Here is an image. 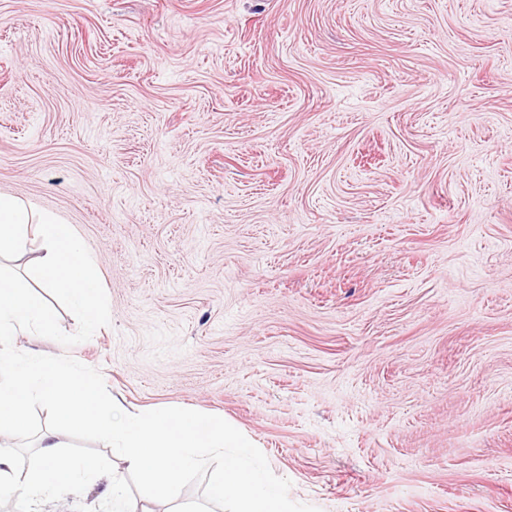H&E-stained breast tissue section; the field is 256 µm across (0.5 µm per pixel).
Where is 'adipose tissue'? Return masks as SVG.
<instances>
[{
    "mask_svg": "<svg viewBox=\"0 0 512 512\" xmlns=\"http://www.w3.org/2000/svg\"><path fill=\"white\" fill-rule=\"evenodd\" d=\"M59 444L54 436H45L42 440L40 456L37 463L23 475H16L13 453L11 449L0 448V478L18 476L19 482L24 490L25 497H32L40 494L44 489L58 484H73L76 469L87 471L95 470L96 465L92 462H82L81 465H64L59 461Z\"/></svg>",
    "mask_w": 512,
    "mask_h": 512,
    "instance_id": "ef3b65f1",
    "label": "adipose tissue"
}]
</instances>
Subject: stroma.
Wrapping results in <instances>:
<instances>
[{"label":"stroma","instance_id":"stroma-1","mask_svg":"<svg viewBox=\"0 0 512 512\" xmlns=\"http://www.w3.org/2000/svg\"><path fill=\"white\" fill-rule=\"evenodd\" d=\"M0 193L111 314L17 350L319 512H512V0H0Z\"/></svg>","mask_w":512,"mask_h":512}]
</instances>
